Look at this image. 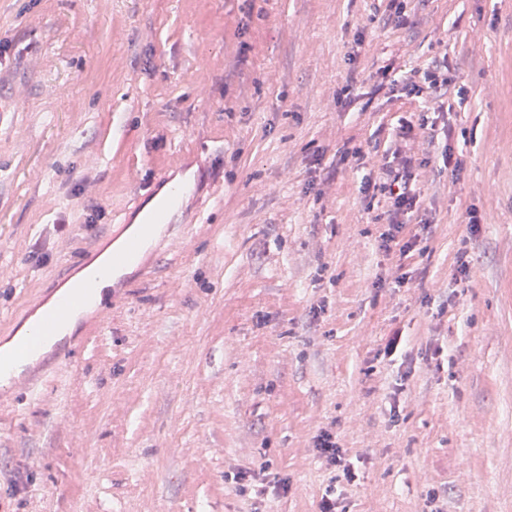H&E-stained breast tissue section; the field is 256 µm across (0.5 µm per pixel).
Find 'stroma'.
Returning a JSON list of instances; mask_svg holds the SVG:
<instances>
[{
  "instance_id": "obj_1",
  "label": "stroma",
  "mask_w": 512,
  "mask_h": 512,
  "mask_svg": "<svg viewBox=\"0 0 512 512\" xmlns=\"http://www.w3.org/2000/svg\"><path fill=\"white\" fill-rule=\"evenodd\" d=\"M388 6L0 0L1 338L180 158L224 185L0 396V512H512V0ZM443 56L447 103L401 90ZM405 123L400 261L370 184ZM315 448L330 465L342 467L343 476L347 481H353L355 475L350 466L345 463L342 449L337 445L335 437L330 432H321L316 439Z\"/></svg>"
}]
</instances>
